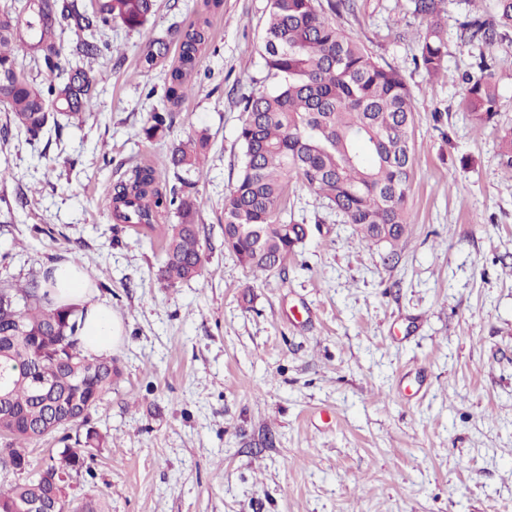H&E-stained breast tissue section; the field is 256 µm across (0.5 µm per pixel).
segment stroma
I'll return each instance as SVG.
<instances>
[{
    "instance_id": "stroma-1",
    "label": "stroma",
    "mask_w": 512,
    "mask_h": 512,
    "mask_svg": "<svg viewBox=\"0 0 512 512\" xmlns=\"http://www.w3.org/2000/svg\"><path fill=\"white\" fill-rule=\"evenodd\" d=\"M200 0H157L150 22L114 23L99 94L82 126L27 143L0 139V288L76 259L121 324L120 375L89 422L107 433L92 474L73 476L71 512H512V178L463 89L417 69L425 22L408 0H357L344 30L396 68L414 99L412 233L396 252L294 181L282 220L313 232L271 272L224 248V199L241 169L243 99L269 90V0H223L173 129L139 130L162 107L165 69L139 49L197 18ZM447 66L470 69L467 0H442ZM204 130L193 174L203 277H158L159 236L112 219V185L138 164L178 186L173 143Z\"/></svg>"
}]
</instances>
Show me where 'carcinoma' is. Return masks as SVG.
<instances>
[{"mask_svg": "<svg viewBox=\"0 0 512 512\" xmlns=\"http://www.w3.org/2000/svg\"><path fill=\"white\" fill-rule=\"evenodd\" d=\"M222 0H202L195 22L177 31L178 62L166 73L163 107L141 128L147 139L168 131L172 108L192 93L191 76L209 42L208 15ZM441 0H408L415 17L428 20L416 32L415 65L435 82L448 81V39L441 23ZM156 0H10L0 9V107L10 113L0 128L37 141L67 122L79 120L93 105L95 71L84 61L109 49L102 40L112 23L130 29L147 24ZM26 27L28 44L18 36ZM459 39L477 46L512 44V0H493L492 11L459 22ZM263 60L273 88L244 99L238 131L243 150L237 183L224 203V248L253 272L276 269L307 239L305 222H286L280 206L291 180L304 183L326 207L352 228L358 240L395 249L410 225L407 196L415 164V106L402 75L379 62L356 39L329 19L316 0H270L262 35ZM168 45L147 43L139 64L149 71L163 63ZM31 56L41 82L23 60ZM477 72L460 76L463 106L480 125L498 133V155L512 174V125H501L495 60L479 52ZM209 135L200 131L173 145L169 164L176 170L200 169ZM193 184L166 193L150 166L132 168L112 189L113 217L137 232L151 233L172 212L178 223L164 235L163 280L174 285L201 277L200 225ZM77 307L59 306L50 296L49 275L23 288L0 289V437L9 438L7 457L31 464L26 445L68 425L83 434L63 435L62 460L70 472L91 473L88 448H102L108 435L88 426L89 412L112 389L120 370L110 356L85 354ZM53 391L41 395V385ZM52 488L35 476L0 485V504L11 501L39 509Z\"/></svg>", "mask_w": 512, "mask_h": 512, "instance_id": "1", "label": "carcinoma"}]
</instances>
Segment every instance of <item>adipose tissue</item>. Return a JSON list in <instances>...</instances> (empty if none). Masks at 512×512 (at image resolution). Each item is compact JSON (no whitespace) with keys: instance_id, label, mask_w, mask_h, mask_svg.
<instances>
[{"instance_id":"adipose-tissue-1","label":"adipose tissue","mask_w":512,"mask_h":512,"mask_svg":"<svg viewBox=\"0 0 512 512\" xmlns=\"http://www.w3.org/2000/svg\"><path fill=\"white\" fill-rule=\"evenodd\" d=\"M55 301L58 305H78L84 310L82 340L87 353L111 354L116 343L120 324L105 303L95 300L92 283L84 267L76 261L55 263Z\"/></svg>"}]
</instances>
